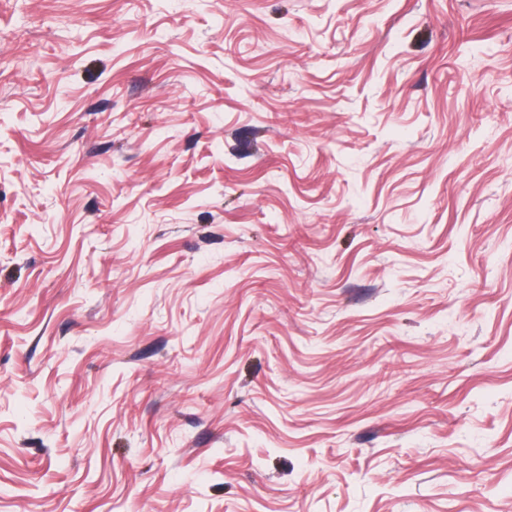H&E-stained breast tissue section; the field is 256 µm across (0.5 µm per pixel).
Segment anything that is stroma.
Here are the masks:
<instances>
[{"label": "stroma", "mask_w": 512, "mask_h": 512, "mask_svg": "<svg viewBox=\"0 0 512 512\" xmlns=\"http://www.w3.org/2000/svg\"><path fill=\"white\" fill-rule=\"evenodd\" d=\"M0 512H512V0H0Z\"/></svg>", "instance_id": "35a3bbf8"}]
</instances>
